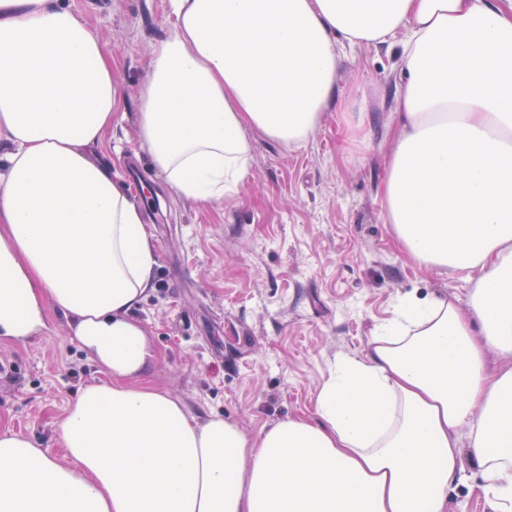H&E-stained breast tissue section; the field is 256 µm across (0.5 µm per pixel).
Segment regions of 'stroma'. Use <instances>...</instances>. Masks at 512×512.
Wrapping results in <instances>:
<instances>
[{
	"label": "stroma",
	"instance_id": "obj_1",
	"mask_svg": "<svg viewBox=\"0 0 512 512\" xmlns=\"http://www.w3.org/2000/svg\"><path fill=\"white\" fill-rule=\"evenodd\" d=\"M61 2L98 36L120 86L112 128L90 154L140 203L154 238L156 287L133 312L148 333L153 385L253 438L314 413L337 358L365 351L398 298L445 292L467 303L478 271L418 268L381 218L399 47L343 46L336 98L309 141L295 149L254 135L247 176L198 202L154 167L136 123L153 46L171 29L169 0ZM348 112L368 117L352 138ZM101 378L60 315L35 336L1 337L0 431L63 459L59 425L80 388ZM483 484L463 455L448 512H491Z\"/></svg>",
	"mask_w": 512,
	"mask_h": 512
}]
</instances>
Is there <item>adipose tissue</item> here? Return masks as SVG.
I'll list each match as a JSON object with an SVG mask.
<instances>
[{"mask_svg":"<svg viewBox=\"0 0 512 512\" xmlns=\"http://www.w3.org/2000/svg\"><path fill=\"white\" fill-rule=\"evenodd\" d=\"M170 16L139 135L201 202L244 178L252 132L307 143L340 43L407 32L382 219L419 267L480 275L464 306L398 301L337 359L314 415L254 439L193 415L146 382L132 313L153 236L89 154L119 94L104 48L60 0H0V336L56 312L105 375L60 423L67 463L0 432V512H448L465 451L493 512H512V0H170Z\"/></svg>","mask_w":512,"mask_h":512,"instance_id":"ef3b65f1","label":"adipose tissue"}]
</instances>
